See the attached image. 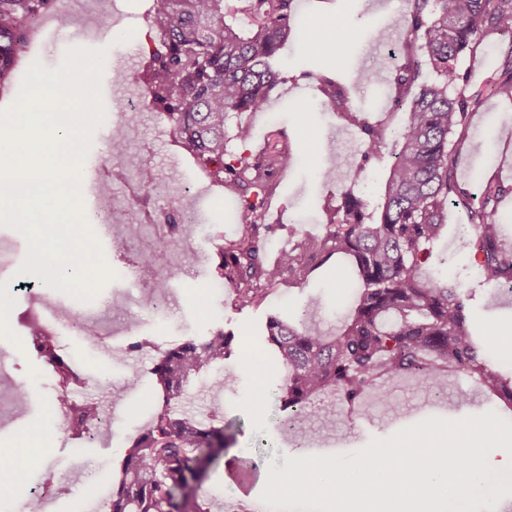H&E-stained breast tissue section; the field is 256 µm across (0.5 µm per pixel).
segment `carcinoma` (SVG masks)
Instances as JSON below:
<instances>
[{"instance_id": "obj_1", "label": "carcinoma", "mask_w": 512, "mask_h": 512, "mask_svg": "<svg viewBox=\"0 0 512 512\" xmlns=\"http://www.w3.org/2000/svg\"><path fill=\"white\" fill-rule=\"evenodd\" d=\"M55 0H0V90L12 85L18 58L31 26L51 12ZM227 0H162L148 36L150 105L168 116L178 142L214 182L237 193L244 209L242 236L219 255L224 278L237 288L244 308L258 293L288 276L304 284L333 255L351 259L361 286L358 304L336 336H324L302 321L294 327L278 319L266 324L264 340L287 369L278 386L284 419L303 413L313 398L332 391L357 402L379 378L405 375L433 380L445 368L475 376L493 395L512 405V378L490 362V348L472 330L471 296L458 285L424 282L419 271L431 256L458 198L482 252L489 284L512 283V246L498 240L496 215L512 186L490 179L479 201L458 182L454 163L469 126L470 107L479 102L459 61L474 57L482 37L512 32V0H412L406 19L409 47L394 77L396 99L413 94L395 134L381 123L361 120L348 105L334 70H306L319 83L327 103L360 132L362 161L380 157L394 138V158L383 193L370 202L347 194L343 216L318 238L304 240L265 262L258 235L261 208L249 201L269 188L273 173L293 157L272 147L252 163L227 152L224 127L232 112L265 109L283 81L274 59L294 24V0H248L255 28L246 33L226 21ZM506 75L498 96L512 100V44L503 56ZM141 250L155 264L164 251L152 239ZM233 354L232 336L219 331L199 341L187 339L163 350L152 368L165 409L124 457L122 478L112 489L109 512H207L188 492L218 465L234 445L233 424L199 426L171 402L182 404L184 383L224 363ZM95 401L59 406L65 429L82 428L81 414Z\"/></svg>"}]
</instances>
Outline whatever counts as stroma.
Wrapping results in <instances>:
<instances>
[{
  "instance_id": "obj_1",
  "label": "stroma",
  "mask_w": 512,
  "mask_h": 512,
  "mask_svg": "<svg viewBox=\"0 0 512 512\" xmlns=\"http://www.w3.org/2000/svg\"><path fill=\"white\" fill-rule=\"evenodd\" d=\"M150 0H70L75 20L56 27L46 16L39 36L32 40L19 66L28 69L34 60L46 68L59 66L71 47L102 48L109 65L103 70L102 101L106 120L95 132L91 150L82 166L85 176L108 187L112 202L86 193L85 216L99 237L114 280L94 301L78 302L36 282L34 286L0 290L9 302L11 327L0 333V451L23 455L21 438L41 429L48 438L45 451L30 461L22 478L0 486V512H18L34 488L48 492L45 512H92L104 503L116 486L125 454L151 424L160 408L161 387L152 372L159 353L188 337L205 338L224 331L235 336L236 356L211 369L206 377L190 378L185 411L204 422L238 420L233 452L242 451L278 460L291 448L325 455L351 452L371 438H384L425 418L456 420L495 411L512 421V409L472 378L446 371L432 383L393 382L383 399L374 401L362 415L348 416L347 404L336 401L325 415L308 417L289 431H282L273 395H265L262 411H255L252 395L259 385H271L283 375L261 336L268 317L314 325L324 334H338L355 306V272L343 256L325 261L302 286L280 281L267 288L260 303L239 308L236 292L222 277L218 248L242 234L238 204L228 190L213 185L193 159L184 156L171 141L166 122L148 106L147 90L139 76L147 66L146 35L151 23L145 15ZM406 0H296L298 16L307 25L342 22L358 32V39L344 45L332 62L337 77L349 92V105L368 121H386L399 127L402 112L393 108L391 84L396 67L391 48L407 38L404 23ZM506 38L493 34L483 40L476 60L462 59L481 103L475 108L462 153L456 160V177L472 194H481L483 182L498 175L502 164L512 165V148L506 133L512 132V102L495 93L502 79L497 54ZM312 49H298L286 42L277 57L283 83L272 92L260 112L230 115L225 126L228 148L235 153L257 155L270 135L287 143L298 161L295 167L275 173V187L268 196L265 221L259 235L265 243V259L275 262L280 251L297 241L323 235L334 209L346 193L374 200L379 196L393 162L391 155L362 164L363 144L356 127L338 113L322 107V94L302 70L312 64ZM248 125L252 138L236 139L238 124ZM122 128L126 162L130 168L148 166L162 194H150L153 209H190L196 221L185 235L174 237L169 247L171 263L158 271L157 280L167 298L164 312L151 303V288L142 278L149 267L138 243L154 233L139 212L113 211L124 203L127 188L113 179L108 147L113 129ZM122 225L128 238L115 248L103 235L104 220ZM474 233L465 223L463 206L449 205L446 227L435 241L431 257L423 264V279L460 285L473 295L472 319L479 335L489 325L512 319V293L484 283L479 269L481 253L474 248ZM37 292L58 308L79 314L93 328V335L60 324V343L69 358L80 362L93 382L92 393L110 406L112 421L94 441L66 432L57 407L61 390L50 365L30 346L22 345L24 325L33 305L29 292ZM142 352L128 354L131 344ZM260 363L261 373L249 369ZM28 395L22 412H14L15 390Z\"/></svg>"
}]
</instances>
